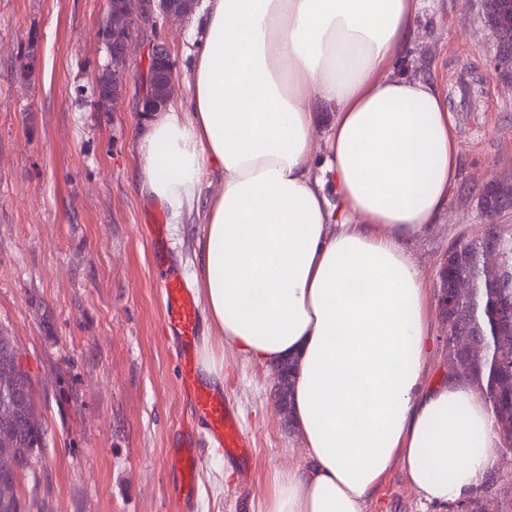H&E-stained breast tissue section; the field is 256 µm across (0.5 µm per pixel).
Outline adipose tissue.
<instances>
[{
	"label": "adipose tissue",
	"mask_w": 512,
	"mask_h": 512,
	"mask_svg": "<svg viewBox=\"0 0 512 512\" xmlns=\"http://www.w3.org/2000/svg\"><path fill=\"white\" fill-rule=\"evenodd\" d=\"M422 7L205 0L188 97L139 133L141 193L171 224L202 219L191 278L209 326L246 359L296 363L305 463L277 473L266 512H366L396 467L441 508L493 478L476 387L428 379L433 313L406 247L460 162L436 80L399 67ZM206 175L221 191L204 194Z\"/></svg>",
	"instance_id": "obj_1"
}]
</instances>
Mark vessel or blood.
<instances>
[{
    "label": "vessel or blood",
    "instance_id": "1",
    "mask_svg": "<svg viewBox=\"0 0 512 512\" xmlns=\"http://www.w3.org/2000/svg\"><path fill=\"white\" fill-rule=\"evenodd\" d=\"M151 255L154 283L164 304L163 321L177 342L181 393L189 402L195 418L204 425L200 434L184 429L167 459L168 467L177 478L175 501L177 505L187 507L198 494L200 435L217 441L228 456L242 462L251 459L253 448L223 394L200 377L197 301L172 259L163 225L154 227Z\"/></svg>",
    "mask_w": 512,
    "mask_h": 512
}]
</instances>
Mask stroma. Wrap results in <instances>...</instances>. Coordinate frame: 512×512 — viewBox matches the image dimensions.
<instances>
[{"label":"stroma","instance_id":"stroma-1","mask_svg":"<svg viewBox=\"0 0 512 512\" xmlns=\"http://www.w3.org/2000/svg\"><path fill=\"white\" fill-rule=\"evenodd\" d=\"M107 11L108 0H0V329L17 342L45 427L35 470L18 485L25 512H173L167 453L191 419L145 227L165 209L137 188V91L114 112L94 94ZM155 42L170 50L175 98H187L195 45L181 23L162 19L137 37L131 70ZM495 55L483 0H426L402 61L447 93L461 148L446 211L410 244L432 291L449 248L484 231L487 179L512 173V86L470 110L455 92L458 76L477 79ZM208 341L254 453L244 465L203 442L189 512H264L278 471L303 462L300 436L275 411L272 371L216 330ZM492 454L481 498L489 512H512V450L500 443ZM367 512L435 509L396 468Z\"/></svg>","mask_w":512,"mask_h":512}]
</instances>
